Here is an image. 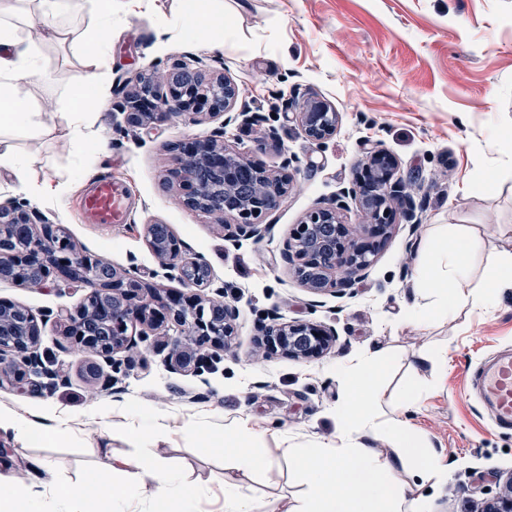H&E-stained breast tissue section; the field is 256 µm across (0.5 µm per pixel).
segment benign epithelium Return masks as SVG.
I'll list each match as a JSON object with an SVG mask.
<instances>
[{"instance_id": "obj_1", "label": "benign epithelium", "mask_w": 512, "mask_h": 512, "mask_svg": "<svg viewBox=\"0 0 512 512\" xmlns=\"http://www.w3.org/2000/svg\"><path fill=\"white\" fill-rule=\"evenodd\" d=\"M152 77L138 74L135 86L120 104L125 124L143 129L173 116L201 121L198 109L211 108L208 116L222 117V127L193 142L169 145L174 167L167 170L166 183L183 190L182 205L217 218L218 228L231 241L242 237L263 239L272 225L258 219L277 211L294 181L289 164L268 169L224 140V128L237 119L253 116L236 112L237 85L222 72L202 75V70L183 63L169 81L168 93L157 94ZM304 135L322 144L336 135L340 115L327 101L308 98L296 113ZM362 167L367 179L341 189L338 198L316 205L297 224L284 242L281 256L293 266L303 285L316 295L336 289L366 276L376 257L374 244L363 236L385 238L393 208H403L407 221L418 223V205L396 178L397 162L383 152H372ZM219 184L224 193L212 196L208 187ZM358 201L369 223L360 225L361 235L353 234L342 222L339 209L344 199ZM146 242L164 276L176 279L198 293H161L136 275L135 267L118 268L109 261L78 251L60 228L47 221L36 222V215L15 202L0 203V280L29 288L31 282L18 276L28 269L43 285L51 275L88 285L91 291L73 308H62L56 321L63 325V336L70 348L87 352L91 358L82 365L84 377L104 391L112 389L117 369L115 355L137 353L138 342L153 340L169 349L166 367L173 372L202 373L218 359V352L232 349L239 318L238 307L221 299L224 289L215 286L209 264L191 255L185 243L168 224H148ZM46 319L29 308L0 301V388L7 385L19 391L38 392L46 387L43 379L58 374L47 366L40 353L41 326ZM140 327L139 338L129 330ZM177 328L174 335L171 328ZM258 348L264 355L281 354L299 360L316 359L336 343V331L308 321L261 324ZM481 512H512V474L500 496L485 503Z\"/></svg>"}]
</instances>
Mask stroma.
I'll return each mask as SVG.
<instances>
[{
  "instance_id": "obj_1",
  "label": "stroma",
  "mask_w": 512,
  "mask_h": 512,
  "mask_svg": "<svg viewBox=\"0 0 512 512\" xmlns=\"http://www.w3.org/2000/svg\"><path fill=\"white\" fill-rule=\"evenodd\" d=\"M206 36L184 28L178 0H141L112 10L111 30L82 14L65 17L77 33L105 39L110 69L99 83L102 111L86 120L82 142L71 133V102L90 70L79 42L41 47L44 78L30 81V99L44 113L45 132L15 142L29 161L25 175L0 168V202L15 200L64 228L77 248L116 267L136 265L140 279L173 292L176 280L159 276L145 227L170 225L193 254L210 265L216 284L240 311L234 348L221 353L203 377L172 372L166 353L146 345L115 376L119 393L87 382L83 356L68 350L55 321L42 328L41 349L63 384L35 394L0 389V403L19 411L37 408L71 416L82 428L34 449L18 440L0 449V473L24 479L30 458L51 459L62 481L90 478L121 485L101 447L131 453L148 448L202 486L234 483L257 499L295 504L304 486L275 442L312 448L335 440L336 408L349 395L341 370L368 353L387 359L378 387L382 417L395 415L392 399L415 384L421 398L409 417L422 437L448 460V479L421 486L409 470L399 479L424 496L427 512H479L498 496L512 473V429L498 428L491 411L466 390L468 376L488 357L512 348V291L487 308H464L454 317L420 325L410 317L417 296L415 270L435 225L470 224L489 245L512 252V144L497 134L512 129V0H222ZM199 62L225 73L239 88V105L260 122L220 119L195 124L172 117L150 128L126 130L118 105L121 88L140 72L166 93L175 63ZM329 101L341 115L335 136L310 142L295 120L307 97ZM224 128L227 143L267 168L289 164L296 183L283 206L266 216L263 240H224L216 220L186 209L164 181L169 144ZM398 163L397 176L421 200L422 221L395 214L394 226L366 277L343 292L313 295L281 258L284 241L316 203L352 186L368 151ZM109 175L127 196L125 223H86L82 200L89 183ZM60 184L55 195L37 191L44 179ZM86 287L62 279L39 288L0 280V299L37 314L74 307ZM280 322L312 321L336 331L324 357L302 361L264 357L257 328L268 315ZM431 350L448 353L447 371L420 363ZM149 415L150 431L136 436L130 414ZM108 415L112 428L96 432L92 415ZM251 415L273 433L264 454L271 466L240 471L209 446L207 430ZM197 426L180 435L179 427Z\"/></svg>"
}]
</instances>
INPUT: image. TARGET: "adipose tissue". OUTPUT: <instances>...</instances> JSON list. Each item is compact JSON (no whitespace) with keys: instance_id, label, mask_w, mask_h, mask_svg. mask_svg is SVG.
Returning <instances> with one entry per match:
<instances>
[{"instance_id":"ef3b65f1","label":"adipose tissue","mask_w":512,"mask_h":512,"mask_svg":"<svg viewBox=\"0 0 512 512\" xmlns=\"http://www.w3.org/2000/svg\"><path fill=\"white\" fill-rule=\"evenodd\" d=\"M28 0H0V130L22 136H36L43 124L42 114L27 101V84L43 75L36 45L24 38L14 19L24 13ZM113 0H37L36 16L43 20L44 40L67 42L70 30L62 17L84 13L100 19L111 18ZM86 57L93 70L87 90L72 102V133L81 136L89 111L102 109L104 101L95 95L100 72L109 58L95 44H87ZM437 245L424 249L417 267L419 288L431 289L429 301L416 305L412 317L421 323L449 318L460 309L492 303L503 290L512 289V253L490 248L472 228L438 225ZM482 260L488 278L472 287L474 260ZM378 371L373 365L351 370L352 395L336 409L343 430L335 442L317 448L282 445L281 452L292 459L303 475L306 493L300 504L279 512H425L422 496L409 495L396 477L399 469L414 466L421 480L438 485L448 478L444 456L423 441L405 414L419 402L413 387L403 391L402 417L380 419L373 413L380 399L375 391ZM74 428L68 417L35 410L19 412L0 405V436L15 437L35 446L66 437ZM268 436L252 418H239L234 427L213 435L215 447L230 457L236 469L252 471L264 464L258 446ZM387 439L389 453L372 448V441ZM112 470L125 479L117 488L89 480L81 484L58 481L53 461H29L24 480L0 475V512H46L45 502L54 499L57 512H85L91 500L103 498L110 512H131L132 503H149L151 512H197L202 488L181 472L150 453L116 454Z\"/></svg>"}]
</instances>
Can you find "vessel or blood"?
I'll use <instances>...</instances> for the list:
<instances>
[{
	"label": "vessel or blood",
	"instance_id": "obj_1",
	"mask_svg": "<svg viewBox=\"0 0 512 512\" xmlns=\"http://www.w3.org/2000/svg\"><path fill=\"white\" fill-rule=\"evenodd\" d=\"M127 210L123 191L112 176L92 182L83 196V211L89 223H121ZM471 389L492 411L499 426H512V351L503 350L476 370Z\"/></svg>",
	"mask_w": 512,
	"mask_h": 512
}]
</instances>
